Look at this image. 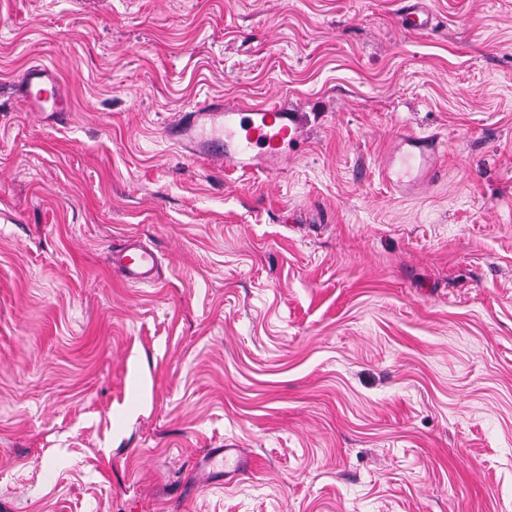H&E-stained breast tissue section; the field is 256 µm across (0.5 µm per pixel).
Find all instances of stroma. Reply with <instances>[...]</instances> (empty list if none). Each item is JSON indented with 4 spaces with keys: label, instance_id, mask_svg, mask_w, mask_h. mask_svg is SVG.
I'll use <instances>...</instances> for the list:
<instances>
[{
    "label": "stroma",
    "instance_id": "35a3bbf8",
    "mask_svg": "<svg viewBox=\"0 0 512 512\" xmlns=\"http://www.w3.org/2000/svg\"><path fill=\"white\" fill-rule=\"evenodd\" d=\"M423 3L0 0V512H512V0ZM208 96L301 140L194 159ZM404 129L444 141L413 198ZM227 445L251 474L199 468ZM423 3L417 1L408 5L400 16L402 28L410 33H422L427 31L433 22L432 14L423 8ZM50 88V96L43 92ZM19 98L30 112H50L61 119L70 117V101L63 92L55 72L48 66L39 64L27 68L18 83ZM302 131L298 112L285 105L246 106L207 98L195 102L165 133L198 159L229 162L247 173L256 169V158L287 154ZM157 259L154 249L135 240H128L120 249L112 250L110 256L112 270L124 281L133 283L152 282Z\"/></svg>",
    "mask_w": 512,
    "mask_h": 512
}]
</instances>
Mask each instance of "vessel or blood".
Listing matches in <instances>:
<instances>
[{"label": "vessel or blood", "instance_id": "b4317fda", "mask_svg": "<svg viewBox=\"0 0 512 512\" xmlns=\"http://www.w3.org/2000/svg\"><path fill=\"white\" fill-rule=\"evenodd\" d=\"M431 13L413 0L400 16L402 28L410 33L427 31ZM19 98L31 112H48L62 119L70 117V101L55 72L39 64L27 68L18 83ZM298 113L285 105L227 104L220 99H204L183 112L167 126V138L187 149L192 156L229 162L242 170L254 167L256 157L278 158L302 136ZM438 136H420L405 131L396 138L394 151L381 162V172L391 186L403 192L422 185L436 167ZM112 268L124 281L149 283L154 278L157 254L138 241H127L112 251Z\"/></svg>", "mask_w": 512, "mask_h": 512}]
</instances>
